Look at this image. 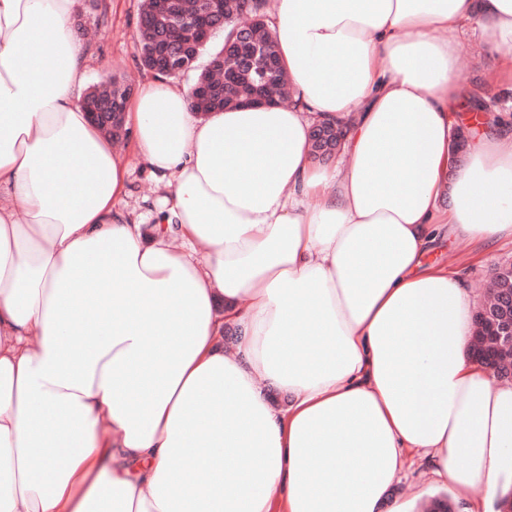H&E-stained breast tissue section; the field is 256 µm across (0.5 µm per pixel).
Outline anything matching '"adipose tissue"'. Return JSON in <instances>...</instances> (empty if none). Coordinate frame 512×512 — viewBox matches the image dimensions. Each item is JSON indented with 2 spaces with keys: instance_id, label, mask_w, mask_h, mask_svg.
I'll return each instance as SVG.
<instances>
[{
  "instance_id": "1",
  "label": "adipose tissue",
  "mask_w": 512,
  "mask_h": 512,
  "mask_svg": "<svg viewBox=\"0 0 512 512\" xmlns=\"http://www.w3.org/2000/svg\"><path fill=\"white\" fill-rule=\"evenodd\" d=\"M74 5L0 0V512H419L416 457L493 512L512 385L470 354L463 268L424 257L512 240V131L453 116L461 33L511 51L512 0H272L292 104L202 118L155 74L124 151L80 107ZM129 195L126 198L129 209L136 214L147 213L153 210V204L157 198L153 181L149 172L136 159L131 160V173L128 179ZM435 476L431 470L425 465L416 462L408 471L407 477L398 484L397 490H407L413 485L426 486L434 483Z\"/></svg>"
}]
</instances>
